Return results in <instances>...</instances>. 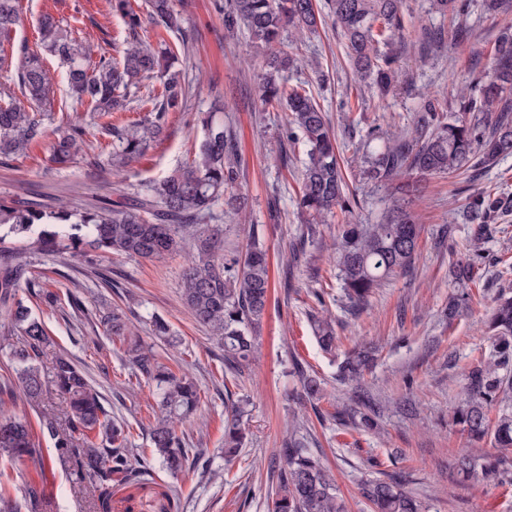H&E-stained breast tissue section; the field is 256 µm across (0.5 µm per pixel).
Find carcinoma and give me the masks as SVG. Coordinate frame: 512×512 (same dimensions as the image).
Returning a JSON list of instances; mask_svg holds the SVG:
<instances>
[{
    "instance_id": "1",
    "label": "carcinoma",
    "mask_w": 512,
    "mask_h": 512,
    "mask_svg": "<svg viewBox=\"0 0 512 512\" xmlns=\"http://www.w3.org/2000/svg\"><path fill=\"white\" fill-rule=\"evenodd\" d=\"M112 14L120 17L127 33L120 59L95 53L90 41L50 14L39 22V49L25 45L15 53L0 55V67L14 65V76L31 108L8 99L0 105V158L16 161L28 145L45 133L53 120L51 77L44 56L59 58L67 67L70 97L88 105L90 117L79 113L56 128L50 160L66 164L90 149V127L95 117H110L126 110L131 88L144 79L157 78L162 90L154 108L132 124L106 123L104 133L112 138V152L94 157L105 171L119 169L139 159L166 125L168 112L181 102L179 57L164 40L153 48L146 41L143 15L131 0H108ZM150 22L168 33H181L184 18L174 0H147ZM329 17L342 31L357 79L381 92L398 89L397 55L393 41L402 31L403 0H327ZM325 17L317 0H230L224 6V28L246 29L252 41L270 50L261 86L262 100L289 112L287 139L302 138L309 146V161L302 174L297 209L304 218L306 236L316 234L333 209L351 208L350 193L338 159L336 139L326 113L304 89H289L284 72L294 59L276 50L285 27L297 33L312 32ZM23 25L21 0H0V40H11ZM98 60H93L94 55ZM203 141L193 159L159 181L152 195L132 206L60 202L50 206L22 198L0 199V243L10 237L27 238L40 251L66 250L73 257L89 252L121 254L131 258L159 260L191 249V261L183 273L182 298L196 322L224 347V365L242 372L257 352V333L270 296L267 249L257 230L249 232L245 250L226 260L219 230L205 234L196 230L213 206L224 201L227 210L238 213L245 200L238 192L240 177L237 150L230 130L210 112L199 116ZM512 155V35H504L495 47L485 80L478 93L461 95L456 105L435 95L424 98L410 134L398 137L367 155L365 178L375 184L396 183L392 208L380 224H345L338 242V270L345 297L358 310L367 303L373 288L404 271L415 262L420 225L412 205L425 190L428 177L463 174L476 165H488ZM512 207L507 195L476 192L469 196L463 215L473 225L472 253L468 261L449 269L458 286L448 303V315L466 307L469 289L476 283V269L484 260L481 244L490 230ZM32 292L47 307L86 312L80 296L61 295L36 282L29 263L19 253L0 260V307L7 320L0 322V339L9 342L14 363V384L31 404L39 403L46 384H51L66 403L64 417L45 414L41 431L54 440L58 459L69 465L79 479L93 485L98 508H111L112 482L139 480L151 475L149 462L138 468L129 464L126 427L114 420L103 397L86 372L64 351L47 354L52 344L44 322L33 317L22 291ZM113 336H126V323L117 311L100 316ZM493 341L487 353L470 369L463 396L451 414V422L474 441H487L494 448L512 449V294L496 297L485 321ZM314 335L325 351L336 348L332 322L313 318ZM132 364L147 384L160 392L164 416L148 431L152 454L162 467L175 474L190 458L184 435L173 419L186 418L197 410L200 395L196 384L176 376L161 363L151 348L134 345ZM372 362L365 348L347 353L339 365L340 376L359 381ZM303 392L309 400L323 396L317 376L302 375ZM495 418H489L491 409ZM224 420V458L232 461L243 447L245 408L240 402L227 406ZM281 472L272 512H347L334 477L321 458L302 439L290 435L280 450ZM0 459L10 464H30L43 469L46 459L36 443L30 423L21 419L0 420ZM456 477L464 480L481 473L486 483L512 479L508 457L490 455L476 459L456 457ZM373 512H424L422 501L396 480L375 479L362 487ZM41 490L31 484L0 486V512H43Z\"/></svg>"
}]
</instances>
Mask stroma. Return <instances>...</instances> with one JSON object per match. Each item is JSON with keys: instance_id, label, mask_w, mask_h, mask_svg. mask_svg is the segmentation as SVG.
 I'll list each match as a JSON object with an SVG mask.
<instances>
[{"instance_id": "stroma-1", "label": "stroma", "mask_w": 512, "mask_h": 512, "mask_svg": "<svg viewBox=\"0 0 512 512\" xmlns=\"http://www.w3.org/2000/svg\"><path fill=\"white\" fill-rule=\"evenodd\" d=\"M225 0H178L184 31L168 36L178 48L190 93L168 114L154 146L116 177L78 154L65 166L50 164L53 133L34 141L26 158L0 166V196L52 204H133L147 185L160 181L192 159L203 138L199 113L220 108L241 158L240 191L244 217L216 205L204 228L224 233V255L246 245L250 225H257L268 250L270 301L259 336V352L241 375L224 369V349L193 318L181 300L182 274L190 254L162 260L124 255L96 256L92 261L67 253L26 250L32 274L50 290L78 292L87 315L52 311L25 297L33 316L46 323L53 350L66 351L88 374L108 402L112 417L130 429L136 454L150 451L148 427L161 415L154 385L140 380L130 361L129 341L107 335L97 315L121 311L132 339L153 347L160 362L190 377L200 391L196 413L180 422L189 447L200 449L197 461L178 474L154 466L138 484L113 483L110 512H271L272 476L280 465L278 450L289 432H297L318 450L332 472L348 512H370L360 487L387 474L398 476L427 512H512V482L496 486L481 476L464 483L448 477L452 456H481L490 448L471 442L451 424L469 370L491 345L483 320L500 291L512 290V215L501 221L484 245L483 274L471 289V302L456 317L448 315L454 295L451 266L466 262L471 227L463 218L469 195L477 191L512 193V155L491 168L462 175L430 177L424 197L415 205L422 227L415 265L376 288L367 306L353 311L336 277V243L344 223H376L390 202L391 186L363 176L368 150L384 138L402 136L411 126L422 97L455 101L477 89L500 37L512 33V15L485 11L472 0L461 18L439 13L433 0H404L403 30L395 48L401 77L410 91L381 97L353 77L346 42L333 23L297 40L284 33L280 48L296 64L287 83L309 91L327 113L339 146L341 166L356 195L351 212H337L316 235L300 241L302 218L297 210L301 172L307 162L303 140L284 134L288 113L261 101L265 48L241 32L224 30ZM24 25L16 40L38 45V21L50 14L95 46L119 56L125 46L122 20L108 0H22ZM440 31L438 42L420 41L424 30ZM110 270L111 286L95 273ZM336 325V352L322 351L314 337L311 315ZM170 326L168 339L151 330L152 317ZM375 348L372 370L360 385L338 376V356L360 346ZM324 381V397L302 395L301 374ZM246 403L247 439L232 463L220 455L224 443L225 400ZM376 401L379 414L372 431L338 420L341 412ZM62 401L48 392L42 404L29 405L20 391L0 395V416L23 417L38 429L42 413L60 412ZM47 459L44 469L12 470L15 482L42 488L47 512H96L85 488L57 462L49 436L37 437ZM378 467H370V460Z\"/></svg>"}]
</instances>
